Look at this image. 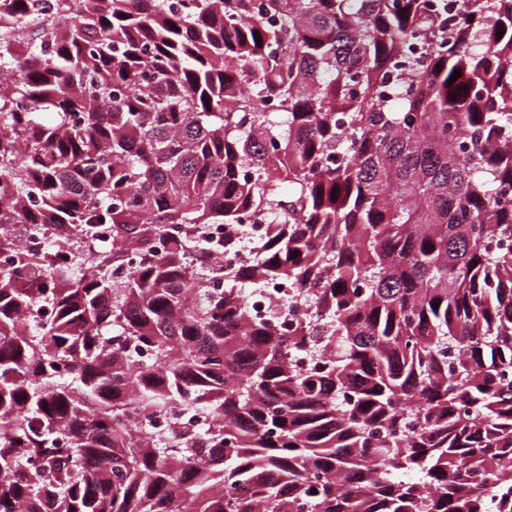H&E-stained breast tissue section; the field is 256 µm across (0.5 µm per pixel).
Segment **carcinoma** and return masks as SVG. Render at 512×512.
Instances as JSON below:
<instances>
[{
    "label": "carcinoma",
    "instance_id": "obj_1",
    "mask_svg": "<svg viewBox=\"0 0 512 512\" xmlns=\"http://www.w3.org/2000/svg\"><path fill=\"white\" fill-rule=\"evenodd\" d=\"M0 41V512H512V0H0ZM265 225L247 224L243 234L241 232L236 234V249L224 248V267L240 269L250 263L253 254L252 245L263 239ZM249 290V304L257 319L268 321L277 336L288 334L296 319L309 311V306L298 296L297 287L286 281L269 282ZM273 312H277L273 318Z\"/></svg>",
    "mask_w": 512,
    "mask_h": 512
}]
</instances>
